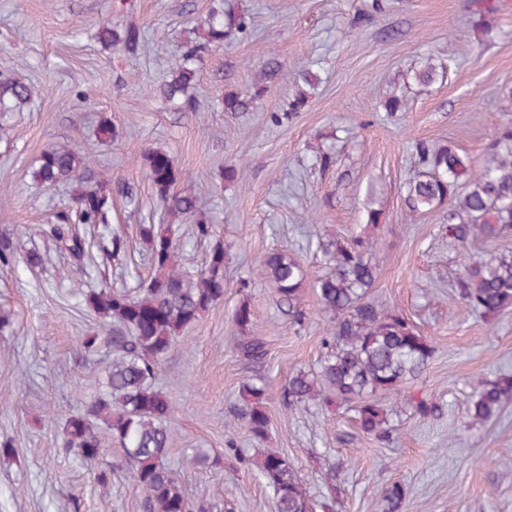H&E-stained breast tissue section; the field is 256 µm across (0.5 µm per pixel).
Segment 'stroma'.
<instances>
[{
	"instance_id": "obj_1",
	"label": "stroma",
	"mask_w": 512,
	"mask_h": 512,
	"mask_svg": "<svg viewBox=\"0 0 512 512\" xmlns=\"http://www.w3.org/2000/svg\"><path fill=\"white\" fill-rule=\"evenodd\" d=\"M252 21L245 37L225 40L198 64L196 111L164 102L156 88L172 54L214 0H0V73L28 76L33 98L0 130V235L41 265L0 266V512H142L144 492L109 456L108 481L66 453V421L102 394L106 349L81 340L100 329L85 292L102 282L137 291L152 274L143 224L167 216L143 154L165 150L199 195L213 239L224 244V298L185 331L166 356L156 385L175 403L166 463L188 497L211 512H276L257 471L235 449L248 434L225 422L244 381L265 382L268 448L288 456L317 500L336 512H374L401 482L400 512H512V402L484 423L468 404L480 382L512 375V313L464 314L454 285L463 254L487 259L512 250V233L461 246L446 231L447 205L410 215L408 183L423 174L416 150L452 144L475 165L491 135L512 126V0L476 26L475 0H237ZM137 27L147 45L133 56L92 33L100 23ZM280 61L267 77L268 60ZM432 61L424 85L415 72ZM317 74L299 111L289 104L305 62ZM255 86L262 97L245 112L225 111L224 95ZM402 107L384 108L390 97ZM64 145L91 159L112 182V222L92 235L95 262H78L44 230L71 203V188L32 176L43 150ZM328 154L321 164L319 154ZM242 177L224 180L227 165ZM383 222H368L371 210ZM124 246L113 252L112 236ZM372 236L379 276L370 294L398 308L434 346L426 369L390 400L392 438L359 435L353 413L313 404L289 409L280 394L290 371L323 355L330 323L305 288L303 326L283 317L272 287L256 276L272 250L297 256L310 274L324 267L334 239ZM252 310L251 330L268 355L251 366L232 348V314ZM436 410L420 417L407 394ZM211 459L197 465L194 449Z\"/></svg>"
}]
</instances>
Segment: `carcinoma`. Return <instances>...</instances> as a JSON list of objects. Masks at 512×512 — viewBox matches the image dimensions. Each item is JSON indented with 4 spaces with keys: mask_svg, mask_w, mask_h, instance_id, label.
Returning a JSON list of instances; mask_svg holds the SVG:
<instances>
[{
    "mask_svg": "<svg viewBox=\"0 0 512 512\" xmlns=\"http://www.w3.org/2000/svg\"><path fill=\"white\" fill-rule=\"evenodd\" d=\"M231 0L213 7L200 21L204 42L188 41L177 47L170 75L159 87L168 101L180 102V110L193 111L197 101L190 94L195 84L201 52L218 46L233 34L248 32V18L233 11ZM93 37L104 45L133 53L141 48L134 28L118 30L100 25ZM255 87L224 95V111L243 112L262 96ZM32 98L21 78L0 75V113L16 112ZM490 161L479 169L451 144L418 150L424 175L407 187L414 212L448 202V237L462 244L483 237L494 240L512 230V127L497 130L487 147ZM148 177L165 212L176 221L198 210V198L177 192L181 172L170 155L151 149L144 155ZM37 181L54 186L76 182L68 210L48 233L70 255L83 258L85 241L72 225L112 223V184L91 163L66 147L43 151L33 171ZM141 238L151 250L153 274L135 295L102 288L88 295L98 316L106 321V335L83 338L81 345L95 351L103 345L112 359L105 365V393L90 401L86 413L70 418L63 429L62 447L93 463L106 456V440L119 443L132 481L145 493V512H206L191 502L164 464L173 436L170 419L174 403L153 385L165 356L184 331L224 296V244L215 242L204 267L194 274L177 264V241L171 225L142 224ZM373 243L362 239H336L325 249L324 270L313 279V288L332 325L324 337L325 355L312 371L295 370L282 393L283 404L293 408L310 402L327 406L347 405L354 411L356 428L377 443L390 440L393 426L385 408L373 395H400L401 386L420 375L434 347L396 308H384L370 298L378 276L372 262ZM18 261L14 243L0 237V265ZM257 275L270 282L281 312L292 325L305 319L301 293L308 272L295 257L283 251L268 253ZM456 294L464 309L496 318L512 312V250L490 259L466 257L456 281ZM252 315L247 302L236 308L234 350L251 365L264 362L265 340L252 334ZM243 405L235 421L258 444L251 455L238 460L254 467L272 489L276 512H334L336 498L314 501L304 488L287 456L259 447L268 435L270 416L265 390L253 383L242 385ZM512 401V376L483 384L476 392L468 415L487 420ZM405 498L403 486L392 483L380 504V512H399Z\"/></svg>",
    "mask_w": 512,
    "mask_h": 512,
    "instance_id": "carcinoma-1",
    "label": "carcinoma"
}]
</instances>
